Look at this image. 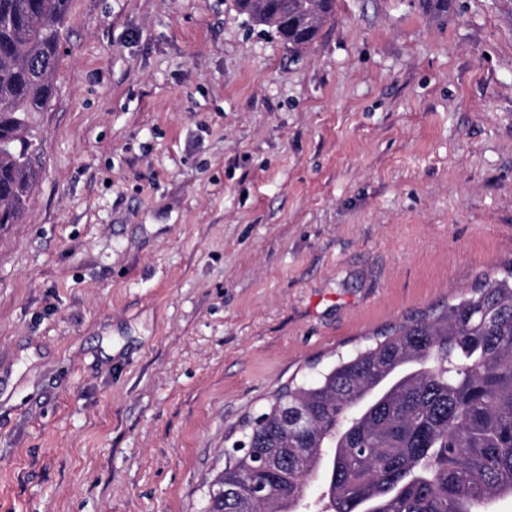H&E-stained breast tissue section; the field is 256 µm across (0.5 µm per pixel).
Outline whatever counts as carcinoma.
<instances>
[{"label":"carcinoma","mask_w":512,"mask_h":512,"mask_svg":"<svg viewBox=\"0 0 512 512\" xmlns=\"http://www.w3.org/2000/svg\"><path fill=\"white\" fill-rule=\"evenodd\" d=\"M289 45L312 43L335 0H233ZM69 0H0V224L38 170L30 116L50 102ZM206 480L208 512H487L512 497V262L451 300L288 382L243 421Z\"/></svg>","instance_id":"1"}]
</instances>
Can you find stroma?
<instances>
[{"label": "stroma", "instance_id": "1", "mask_svg": "<svg viewBox=\"0 0 512 512\" xmlns=\"http://www.w3.org/2000/svg\"><path fill=\"white\" fill-rule=\"evenodd\" d=\"M0 224V512H202L232 426L512 260V0H71ZM233 5L256 24L274 28L288 45L312 43L334 16L335 0H233Z\"/></svg>", "mask_w": 512, "mask_h": 512}]
</instances>
